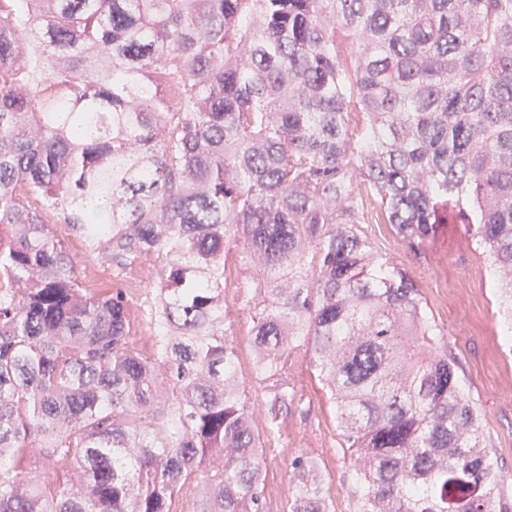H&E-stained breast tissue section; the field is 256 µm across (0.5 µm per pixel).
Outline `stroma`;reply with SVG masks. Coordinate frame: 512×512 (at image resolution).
<instances>
[{"mask_svg": "<svg viewBox=\"0 0 512 512\" xmlns=\"http://www.w3.org/2000/svg\"><path fill=\"white\" fill-rule=\"evenodd\" d=\"M363 230L379 252L403 263L420 286L436 323L447 335L465 389L480 411L493 459L512 490V342L505 341L501 334L497 292L465 225H438L433 237L416 252L390 225L367 224ZM55 232L66 243L82 283H93L99 289L122 288L128 277L140 280V288L128 294L130 340L140 350H152L153 332L144 302L158 284L154 270L142 265L129 274L115 275L66 225H56ZM245 275L241 262H234L226 271L228 288L224 296L234 344L244 363L240 374L255 429L262 433L266 430L264 400L249 366L252 312L241 305L240 286ZM288 381L301 403L281 417L279 431L266 449L264 493L269 512H284L290 495L287 463L301 451L317 463L336 512H356L350 492L354 461L343 445L325 388L310 368L305 349L289 357Z\"/></svg>", "mask_w": 512, "mask_h": 512, "instance_id": "stroma-1", "label": "stroma"}]
</instances>
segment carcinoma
<instances>
[{
    "label": "carcinoma",
    "instance_id": "obj_1",
    "mask_svg": "<svg viewBox=\"0 0 512 512\" xmlns=\"http://www.w3.org/2000/svg\"><path fill=\"white\" fill-rule=\"evenodd\" d=\"M450 209L508 339L512 0H0V512H267L231 256L267 430L303 347L357 512H512L444 331L361 230L417 250ZM54 223L154 262L153 353ZM288 471L286 512H335L311 457ZM233 266L228 268L225 277L227 278L226 288H236L234 291L224 288V296L230 310L234 345L238 350L239 360L243 361V368L240 374L246 385V395L253 412L255 431H258L263 438L266 432V423L263 419L264 400L257 390L251 375V348L249 342V330L252 325L253 311L241 305L242 288L244 277L249 274L242 266V262L233 261Z\"/></svg>",
    "mask_w": 512,
    "mask_h": 512
}]
</instances>
